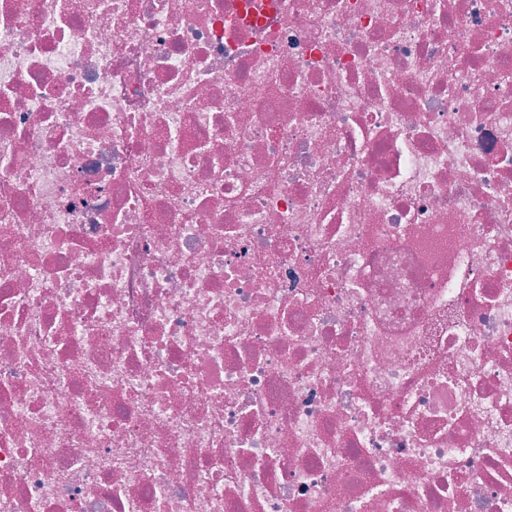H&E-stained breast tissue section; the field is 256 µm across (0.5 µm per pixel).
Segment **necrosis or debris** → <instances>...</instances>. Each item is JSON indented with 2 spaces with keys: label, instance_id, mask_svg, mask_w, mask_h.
I'll return each instance as SVG.
<instances>
[{
  "label": "necrosis or debris",
  "instance_id": "1",
  "mask_svg": "<svg viewBox=\"0 0 512 512\" xmlns=\"http://www.w3.org/2000/svg\"><path fill=\"white\" fill-rule=\"evenodd\" d=\"M0 512H512V0H0Z\"/></svg>",
  "mask_w": 512,
  "mask_h": 512
}]
</instances>
